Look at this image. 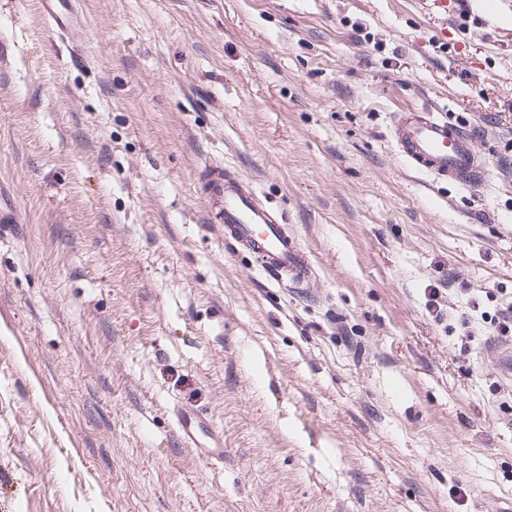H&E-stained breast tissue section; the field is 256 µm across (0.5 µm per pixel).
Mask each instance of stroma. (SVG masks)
Returning <instances> with one entry per match:
<instances>
[{
  "instance_id": "1",
  "label": "stroma",
  "mask_w": 512,
  "mask_h": 512,
  "mask_svg": "<svg viewBox=\"0 0 512 512\" xmlns=\"http://www.w3.org/2000/svg\"><path fill=\"white\" fill-rule=\"evenodd\" d=\"M0 0V512H512V0ZM476 128V191L394 113ZM235 167L315 276L270 281ZM437 289L429 297V289ZM210 417L224 461L183 448ZM44 16L53 35L74 40L73 19L77 10L75 0H41ZM391 138L404 162L435 182L472 188L486 179L488 168L474 150L473 135L433 110L398 112ZM202 185L216 204L214 221L239 252L254 256L279 285H302L312 277L309 256L288 231L283 213L271 207L235 169L211 166L204 171ZM176 430L184 448L199 451L206 460L224 461V434L215 429L206 417L197 411L180 405L174 411ZM206 435L207 440L201 439Z\"/></svg>"
}]
</instances>
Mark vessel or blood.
I'll return each instance as SVG.
<instances>
[{
    "instance_id": "b4317fda",
    "label": "vessel or blood",
    "mask_w": 512,
    "mask_h": 512,
    "mask_svg": "<svg viewBox=\"0 0 512 512\" xmlns=\"http://www.w3.org/2000/svg\"><path fill=\"white\" fill-rule=\"evenodd\" d=\"M41 5L53 35L73 38L76 0H41ZM391 138L404 162L433 181L472 188L486 179L488 168L474 150L472 134L433 110L397 113ZM202 185L216 205L215 222L239 252L255 257L259 267L278 284L297 286L312 277L309 256L289 232L283 213L271 207L235 169L210 167L203 174ZM174 420L183 447L209 459L223 460L224 434L202 413L181 405L174 411Z\"/></svg>"
}]
</instances>
